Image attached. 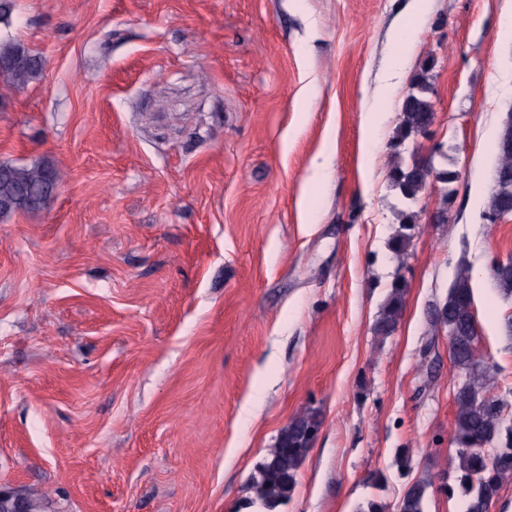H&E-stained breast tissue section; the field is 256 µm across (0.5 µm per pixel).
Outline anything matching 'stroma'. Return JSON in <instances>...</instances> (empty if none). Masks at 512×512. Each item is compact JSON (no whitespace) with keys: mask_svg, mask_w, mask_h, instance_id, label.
<instances>
[{"mask_svg":"<svg viewBox=\"0 0 512 512\" xmlns=\"http://www.w3.org/2000/svg\"><path fill=\"white\" fill-rule=\"evenodd\" d=\"M511 9L16 0L0 35L43 69L0 108V162L68 178L40 211L0 218V487L40 488L50 512H237L311 407L321 431L279 512L392 505L419 479L425 512H463L440 489L460 377L433 314L469 261L481 355L512 414V301L492 277L512 221L482 216L512 112ZM426 64L431 131L392 149ZM395 151L461 173L450 203L430 189L413 204L448 221L401 258ZM397 279L404 316L382 337ZM405 288L399 281L391 284L381 306L375 331L382 336H389L397 329L405 309Z\"/></svg>","mask_w":512,"mask_h":512,"instance_id":"1","label":"stroma"}]
</instances>
